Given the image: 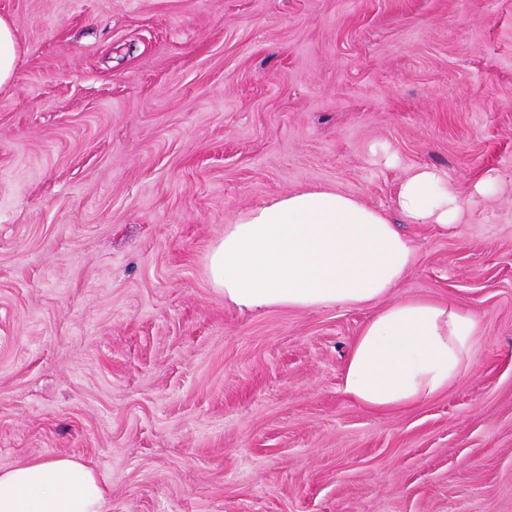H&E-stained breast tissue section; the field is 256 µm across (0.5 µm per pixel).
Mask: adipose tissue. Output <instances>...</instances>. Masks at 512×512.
<instances>
[{"mask_svg": "<svg viewBox=\"0 0 512 512\" xmlns=\"http://www.w3.org/2000/svg\"><path fill=\"white\" fill-rule=\"evenodd\" d=\"M396 206L416 224H456L463 202L436 170L400 184ZM419 255L389 217L330 188L279 197L225 225L209 275L241 310L369 307L353 340L342 391L375 411H392L447 390L472 364L481 323L449 300L390 301ZM107 491L80 460L50 457L0 471V512H106Z\"/></svg>", "mask_w": 512, "mask_h": 512, "instance_id": "obj_1", "label": "adipose tissue"}]
</instances>
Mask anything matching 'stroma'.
<instances>
[{
	"label": "stroma",
	"mask_w": 512,
	"mask_h": 512,
	"mask_svg": "<svg viewBox=\"0 0 512 512\" xmlns=\"http://www.w3.org/2000/svg\"><path fill=\"white\" fill-rule=\"evenodd\" d=\"M0 18L19 48L0 470L74 457L108 512H512V0H0ZM420 167L460 223L398 212ZM316 187L411 239L392 300L478 316L448 391L390 412L344 395L371 309L225 304V225Z\"/></svg>",
	"instance_id": "stroma-1"
}]
</instances>
